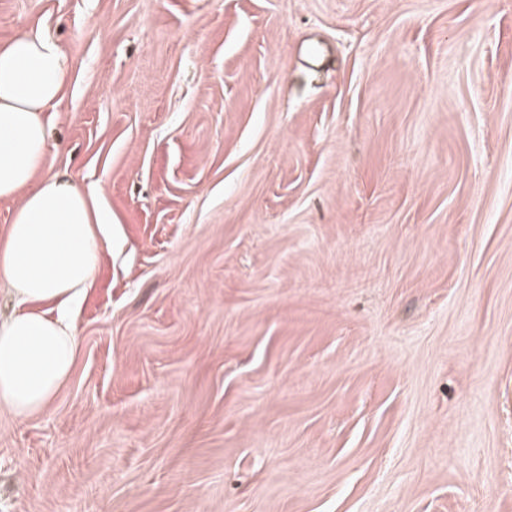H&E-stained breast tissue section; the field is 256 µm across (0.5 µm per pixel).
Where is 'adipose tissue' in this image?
I'll list each match as a JSON object with an SVG mask.
<instances>
[{"instance_id": "1", "label": "adipose tissue", "mask_w": 512, "mask_h": 512, "mask_svg": "<svg viewBox=\"0 0 512 512\" xmlns=\"http://www.w3.org/2000/svg\"><path fill=\"white\" fill-rule=\"evenodd\" d=\"M69 69L41 32L0 45V200L19 202L0 237V289L16 305L0 319V413L19 419L47 411L72 373L70 312L94 279L108 229L92 190L44 168L46 114Z\"/></svg>"}]
</instances>
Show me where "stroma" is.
I'll return each instance as SVG.
<instances>
[{
    "mask_svg": "<svg viewBox=\"0 0 512 512\" xmlns=\"http://www.w3.org/2000/svg\"><path fill=\"white\" fill-rule=\"evenodd\" d=\"M109 219L0 512H512V0H0Z\"/></svg>",
    "mask_w": 512,
    "mask_h": 512,
    "instance_id": "obj_1",
    "label": "stroma"
}]
</instances>
